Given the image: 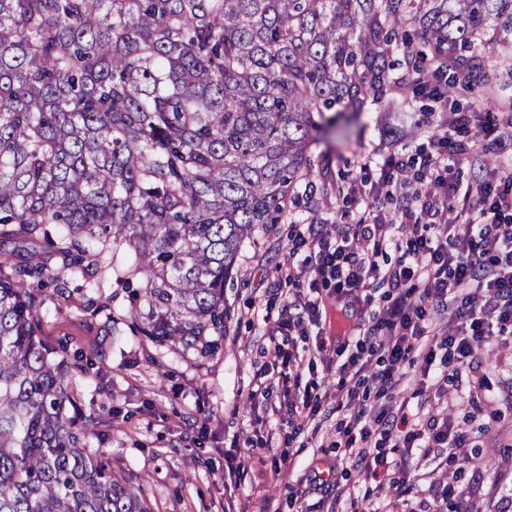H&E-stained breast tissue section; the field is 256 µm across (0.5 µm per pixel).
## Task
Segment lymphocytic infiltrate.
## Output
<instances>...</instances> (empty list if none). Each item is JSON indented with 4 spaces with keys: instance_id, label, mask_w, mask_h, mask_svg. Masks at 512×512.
Listing matches in <instances>:
<instances>
[{
    "instance_id": "obj_1",
    "label": "lymphocytic infiltrate",
    "mask_w": 512,
    "mask_h": 512,
    "mask_svg": "<svg viewBox=\"0 0 512 512\" xmlns=\"http://www.w3.org/2000/svg\"><path fill=\"white\" fill-rule=\"evenodd\" d=\"M492 130L451 113L420 159L421 179L462 195L456 214L439 196L403 192L407 165L392 153L377 182H362L358 219L295 225L278 289L258 296L267 360L249 397L276 426L251 420L226 477L267 448L269 481L292 506L315 495L325 512H474L463 466H484L491 431L496 470L512 472V385L496 393L487 366L512 359V168L477 186L458 176ZM388 187L398 205L386 220ZM332 310L348 322L333 334ZM312 447L326 468L299 474Z\"/></svg>"
}]
</instances>
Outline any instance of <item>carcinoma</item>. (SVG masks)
<instances>
[{
	"instance_id": "1",
	"label": "carcinoma",
	"mask_w": 512,
	"mask_h": 512,
	"mask_svg": "<svg viewBox=\"0 0 512 512\" xmlns=\"http://www.w3.org/2000/svg\"><path fill=\"white\" fill-rule=\"evenodd\" d=\"M509 34L512 0H0V512H153L88 451L118 413L78 407L48 287L136 286L89 316L214 354L240 245L342 191L310 181L314 133L397 111L426 68L480 94Z\"/></svg>"
}]
</instances>
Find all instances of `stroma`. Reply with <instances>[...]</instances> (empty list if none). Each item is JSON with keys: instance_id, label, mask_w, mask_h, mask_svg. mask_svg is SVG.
I'll list each match as a JSON object with an SVG mask.
<instances>
[{"instance_id": "35a3bbf8", "label": "stroma", "mask_w": 512, "mask_h": 512, "mask_svg": "<svg viewBox=\"0 0 512 512\" xmlns=\"http://www.w3.org/2000/svg\"><path fill=\"white\" fill-rule=\"evenodd\" d=\"M486 63L498 75L494 98L456 94L448 100L449 107L461 112L479 117L493 113L505 133L463 165L464 181L474 185L494 164L512 163V139L506 136L512 130V75L497 54H488ZM404 121L406 136L394 138L378 113L365 111L350 124L347 137L320 138L311 151L325 156L329 175L344 185L363 178L375 182L380 176L377 163L389 153L415 157L428 150L427 134L440 129L442 114L429 98H417L409 103ZM370 157L376 161L371 168L365 165ZM288 233V221L266 224L241 244L233 279L224 290L231 321L223 348L206 360L167 345L140 346L128 329L114 336L104 318L87 320L91 303L126 305V290L115 284L98 290L75 282L65 301L46 302L42 334L47 340L71 349L102 346L96 376L77 381L74 391L85 411L117 406L124 416L113 421L105 437H91L89 450L108 456L115 470L136 475L154 512H222L228 503L236 512H259L263 497L287 502L285 488L266 486L265 467L256 459L248 462L239 489L225 490L224 453L251 419L264 413L261 405L251 403L248 392L254 365L262 360L265 325L259 318L244 321L242 315L255 298L251 273L275 269L288 250Z\"/></svg>"}]
</instances>
